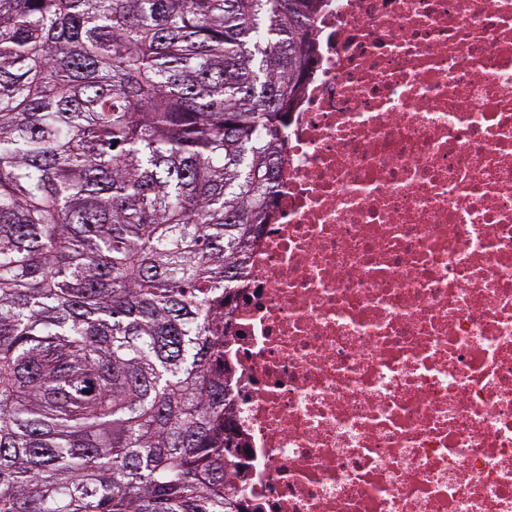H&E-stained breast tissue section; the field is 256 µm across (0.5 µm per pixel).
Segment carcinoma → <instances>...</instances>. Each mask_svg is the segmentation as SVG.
Listing matches in <instances>:
<instances>
[{
    "mask_svg": "<svg viewBox=\"0 0 512 512\" xmlns=\"http://www.w3.org/2000/svg\"><path fill=\"white\" fill-rule=\"evenodd\" d=\"M320 0H0V512H245L224 311Z\"/></svg>",
    "mask_w": 512,
    "mask_h": 512,
    "instance_id": "1",
    "label": "carcinoma"
}]
</instances>
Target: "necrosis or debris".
I'll list each match as a JSON object with an SVG mask.
<instances>
[{"label":"necrosis or debris","mask_w":512,"mask_h":512,"mask_svg":"<svg viewBox=\"0 0 512 512\" xmlns=\"http://www.w3.org/2000/svg\"><path fill=\"white\" fill-rule=\"evenodd\" d=\"M228 307L245 512H512V0H322Z\"/></svg>","instance_id":"necrosis-or-debris-1"}]
</instances>
